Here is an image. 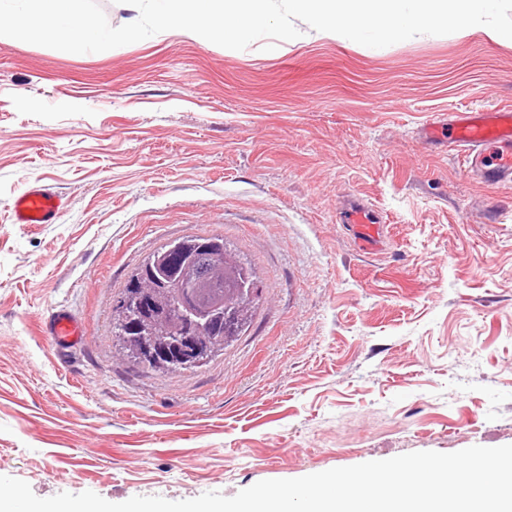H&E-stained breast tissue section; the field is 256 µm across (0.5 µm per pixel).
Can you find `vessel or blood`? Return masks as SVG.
<instances>
[{
	"instance_id": "vessel-or-blood-1",
	"label": "vessel or blood",
	"mask_w": 512,
	"mask_h": 512,
	"mask_svg": "<svg viewBox=\"0 0 512 512\" xmlns=\"http://www.w3.org/2000/svg\"><path fill=\"white\" fill-rule=\"evenodd\" d=\"M448 147L463 152L466 168L488 185L512 182V108L508 106L455 112L448 117ZM61 199L45 185H28L14 200L18 224H51L62 214ZM346 219L356 228L358 240L372 247L380 234V220L363 202L349 205ZM46 343L69 352L84 336L79 320L68 310L54 308L41 322Z\"/></svg>"
}]
</instances>
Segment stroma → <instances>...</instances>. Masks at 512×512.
<instances>
[{"label": "stroma", "instance_id": "35a3bbf8", "mask_svg": "<svg viewBox=\"0 0 512 512\" xmlns=\"http://www.w3.org/2000/svg\"><path fill=\"white\" fill-rule=\"evenodd\" d=\"M512 106V40L275 54L169 31L73 56L0 39V475L47 498L230 497L418 451L512 444V183L465 173L441 122ZM27 183L66 201L16 224ZM384 225L363 250L347 198ZM220 234L265 297L224 355L156 373L112 309L161 243ZM64 307L85 335L59 363ZM41 336L56 351L69 353L78 346L84 336L82 324L68 310L54 308L42 319Z\"/></svg>", "mask_w": 512, "mask_h": 512}]
</instances>
